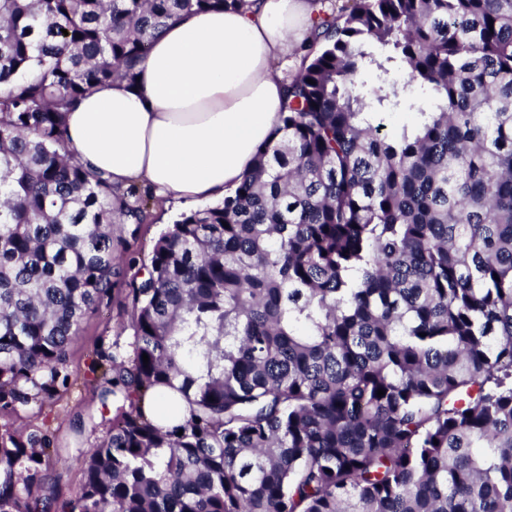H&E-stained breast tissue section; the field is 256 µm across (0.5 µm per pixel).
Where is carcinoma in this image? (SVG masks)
Listing matches in <instances>:
<instances>
[{"label":"carcinoma","instance_id":"1","mask_svg":"<svg viewBox=\"0 0 512 512\" xmlns=\"http://www.w3.org/2000/svg\"><path fill=\"white\" fill-rule=\"evenodd\" d=\"M242 5L0 0V416L58 399L121 293L134 337L68 439L0 426V512H512V0L324 15L276 138L140 280L153 192L75 158L66 115L181 13ZM52 468L62 473V482L73 494L82 484L84 461L78 453L73 452L63 465L52 463Z\"/></svg>","mask_w":512,"mask_h":512}]
</instances>
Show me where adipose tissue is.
Wrapping results in <instances>:
<instances>
[{
  "instance_id": "1",
  "label": "adipose tissue",
  "mask_w": 512,
  "mask_h": 512,
  "mask_svg": "<svg viewBox=\"0 0 512 512\" xmlns=\"http://www.w3.org/2000/svg\"><path fill=\"white\" fill-rule=\"evenodd\" d=\"M318 21L313 0L176 17L134 85L98 86L69 112L71 150L115 188L136 182L165 203H222L280 127L279 62Z\"/></svg>"
}]
</instances>
